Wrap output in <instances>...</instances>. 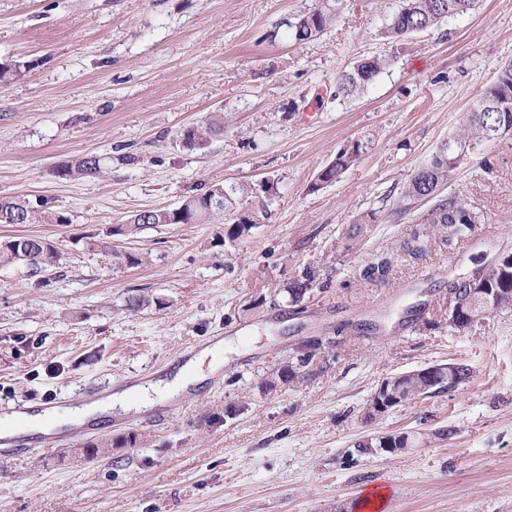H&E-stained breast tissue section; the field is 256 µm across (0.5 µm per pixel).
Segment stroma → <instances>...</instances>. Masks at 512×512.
I'll use <instances>...</instances> for the list:
<instances>
[{
    "label": "stroma",
    "instance_id": "1",
    "mask_svg": "<svg viewBox=\"0 0 512 512\" xmlns=\"http://www.w3.org/2000/svg\"><path fill=\"white\" fill-rule=\"evenodd\" d=\"M403 5L0 0V63L24 66L0 87V198L69 218L0 224V241L41 236L60 254L38 274L0 266V408L168 379L185 348L224 342L222 378L182 392L166 425L116 411L92 435L64 427L54 450L38 434L26 454L0 452V512H366L375 489L380 512H512V310L464 329L445 314L450 285L512 253V133L395 213L512 60V0L388 38ZM314 7L331 23L294 41L290 23ZM371 56L387 66L359 97L338 96L341 73ZM214 112L223 134L186 147L185 130ZM356 143V164L317 186ZM86 155L96 173L63 176ZM217 186L232 192L223 213L114 238L141 265L96 249L133 212ZM450 200L477 232L405 255ZM243 215L254 226L229 241ZM364 216L368 234L349 238ZM379 257L388 275L364 279ZM307 272L313 287L292 302ZM448 363L471 371L457 390L368 415L383 379ZM388 433L407 434V450L364 448Z\"/></svg>",
    "mask_w": 512,
    "mask_h": 512
}]
</instances>
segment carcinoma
<instances>
[{
    "label": "carcinoma",
    "mask_w": 512,
    "mask_h": 512,
    "mask_svg": "<svg viewBox=\"0 0 512 512\" xmlns=\"http://www.w3.org/2000/svg\"><path fill=\"white\" fill-rule=\"evenodd\" d=\"M477 0H407L389 24L388 34L394 39L424 31L448 17L475 6ZM330 15L320 9H311L298 20L290 24L292 38L297 42L308 41L321 33L329 24ZM387 61L380 57L364 58L357 62L351 70L342 73L338 84V93L344 97L360 94L372 83ZM496 129L498 135L512 133V63L499 67L496 82L482 92L467 112L457 137L472 146L489 141L486 132ZM224 130L220 116L209 117L196 126V131L203 138H210ZM360 155V146L355 144L338 153L336 158L325 166L318 174L319 183L328 180L335 182L341 175L356 163ZM99 159L93 155L81 158L75 166L64 170V175H89L97 171ZM457 168V164L448 162V150L439 148L430 161L410 178L401 192L399 212L408 211L415 203L435 194L438 187L448 180L449 174ZM224 194V188L216 187L209 192L186 199L178 208L145 209L131 215L126 223L118 225L109 236L133 234L138 230L155 224H198L207 215L216 212L209 207L210 201ZM66 224L68 217L57 211L38 210L29 201L21 198H0V224ZM427 223L436 226L444 245L453 239L464 238L475 233L478 219L475 214L453 201L441 203L431 211ZM432 244L429 232H414L403 243V251L412 256H420L428 252ZM58 250L45 238L40 236L19 237L0 242V264L23 263L33 274L40 273L58 264ZM391 263L385 257L376 259L367 265L362 276L375 280L385 277ZM313 277L305 274L289 287V295L295 302L301 301L312 288ZM458 297L474 301L481 305L484 298L472 292L474 288L494 289L491 300L494 305L488 311L512 309V254L498 259L484 267L476 277L456 285ZM456 380L451 385L431 383L424 378L403 377L396 386L379 389L371 399L368 409H373L379 398L415 399L428 397L432 394L453 391L470 378V370L462 364L455 365Z\"/></svg>",
    "instance_id": "1"
}]
</instances>
